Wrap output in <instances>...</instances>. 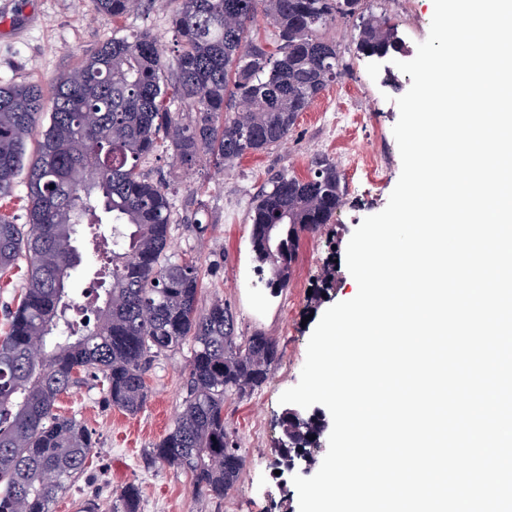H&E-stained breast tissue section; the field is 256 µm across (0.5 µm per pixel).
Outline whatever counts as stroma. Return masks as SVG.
Returning <instances> with one entry per match:
<instances>
[{
	"label": "stroma",
	"mask_w": 512,
	"mask_h": 512,
	"mask_svg": "<svg viewBox=\"0 0 512 512\" xmlns=\"http://www.w3.org/2000/svg\"><path fill=\"white\" fill-rule=\"evenodd\" d=\"M180 0L153 4L115 20L96 12L93 0H0V84L35 83L50 89L60 73L78 65L101 43L140 31L156 35L165 48L174 44L169 15ZM355 20H341L328 31L340 52V76L301 113L288 141L250 152L225 168L188 176L170 157H151L143 172L170 183L173 200L171 258L198 259L202 293L200 309L221 300L231 308L239 334L256 331L276 339L281 356L267 382L250 396L224 403V423L235 435L245 458L240 477L224 499L200 501L191 479L169 466L145 467V452L169 432L183 409L187 365L194 341L160 355L145 374L146 405L131 415L112 408L100 385L88 383L61 395L57 410L77 418L93 434V449L84 473L52 506V512H78L87 500L108 505L127 485L141 491V512H297L298 495L291 474L276 465L286 410L280 395L295 386L306 359L309 338L321 318L311 310L309 288L321 275L329 240L346 246L361 221L382 211L401 172L393 136L399 118L397 98L411 76L386 80L383 66L358 59ZM355 113L343 123L337 115ZM333 159L343 177L346 198L332 224L302 238L287 288L275 291L261 282L253 259L248 212L254 197L273 175L287 171L309 177L315 156ZM380 162L385 181L373 184L356 177L351 160ZM205 232H198L197 224Z\"/></svg>",
	"instance_id": "obj_1"
}]
</instances>
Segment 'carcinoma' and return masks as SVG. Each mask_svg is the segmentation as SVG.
<instances>
[{
  "instance_id": "carcinoma-1",
  "label": "carcinoma",
  "mask_w": 512,
  "mask_h": 512,
  "mask_svg": "<svg viewBox=\"0 0 512 512\" xmlns=\"http://www.w3.org/2000/svg\"><path fill=\"white\" fill-rule=\"evenodd\" d=\"M142 0H93L124 18ZM360 19L359 56L399 54L396 25L369 0H181L170 25L169 57L147 32L114 37L60 74L45 93L36 84L0 85V199L25 174V222L0 213V273L26 261L23 295L0 337V512H51L81 476L96 441L78 420L57 413L60 396L89 380L112 407L134 415L145 405L146 364L191 336L187 396L171 431L145 453L191 477L194 491L221 500L244 457L224 426V400L261 388L279 358L263 332L236 333L221 301L199 310L198 260H171L173 190L141 172L169 153L183 165L205 155L220 166L288 139L300 113L340 75L336 43L325 31ZM266 24L265 43L253 38ZM34 151L28 138L43 113ZM313 174L271 177L253 202L252 251L261 280L288 287L301 237L332 222L345 190L336 162L313 159ZM86 224L112 225L86 242L97 287L81 303L68 292L81 263L76 243ZM335 256L312 295L329 297ZM277 464L313 458L323 423L313 413L284 415ZM107 512H140L138 487H124Z\"/></svg>"
}]
</instances>
